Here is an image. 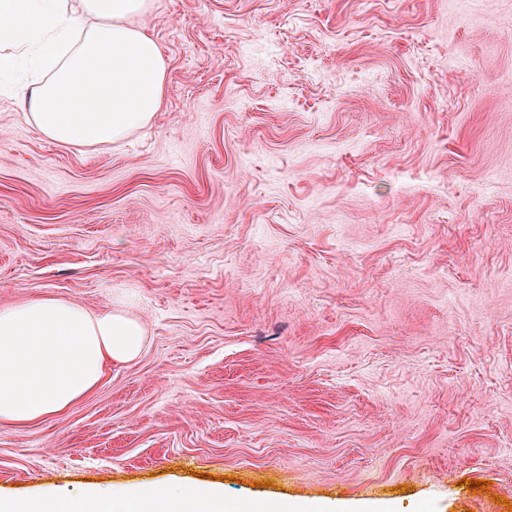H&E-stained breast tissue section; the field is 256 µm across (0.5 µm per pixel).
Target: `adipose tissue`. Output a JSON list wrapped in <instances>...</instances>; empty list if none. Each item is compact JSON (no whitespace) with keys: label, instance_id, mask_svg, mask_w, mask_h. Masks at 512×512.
I'll list each match as a JSON object with an SVG mask.
<instances>
[{"label":"adipose tissue","instance_id":"1","mask_svg":"<svg viewBox=\"0 0 512 512\" xmlns=\"http://www.w3.org/2000/svg\"><path fill=\"white\" fill-rule=\"evenodd\" d=\"M153 0H0V78L24 72L21 107L48 141L112 145L159 111L167 68L142 25ZM147 339L125 305L91 312L54 297L0 308V423L27 425L93 391L108 364L135 361ZM0 512H305L285 501L228 502L216 487L58 490Z\"/></svg>","mask_w":512,"mask_h":512}]
</instances>
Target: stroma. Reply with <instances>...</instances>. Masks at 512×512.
Instances as JSON below:
<instances>
[{"label":"stroma","instance_id":"1","mask_svg":"<svg viewBox=\"0 0 512 512\" xmlns=\"http://www.w3.org/2000/svg\"><path fill=\"white\" fill-rule=\"evenodd\" d=\"M144 26L163 103L120 144L48 142L0 88V307L129 300L147 329L66 412L0 423V497L512 512V0Z\"/></svg>","mask_w":512,"mask_h":512}]
</instances>
